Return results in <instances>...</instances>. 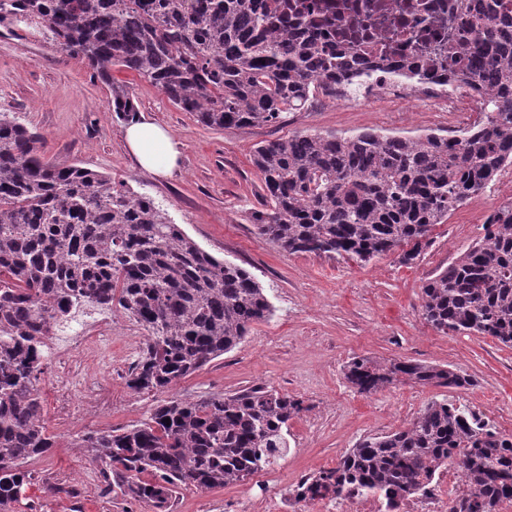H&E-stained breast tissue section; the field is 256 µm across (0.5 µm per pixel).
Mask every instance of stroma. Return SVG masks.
<instances>
[{
  "label": "stroma",
  "mask_w": 512,
  "mask_h": 512,
  "mask_svg": "<svg viewBox=\"0 0 512 512\" xmlns=\"http://www.w3.org/2000/svg\"><path fill=\"white\" fill-rule=\"evenodd\" d=\"M111 84L87 62L31 36L0 34V113L43 137L46 159L78 163L151 196L204 251L248 270L272 306L245 339L173 387L200 400L264 385L301 397L307 409L288 425L286 455L245 481L210 491L179 489L172 512H264L270 485L296 483L334 467L359 439L403 429L428 403L448 400L512 430V346L488 336L444 334L421 312L422 286L484 234L488 206L512 201V166L490 191L458 208L433 230L431 245L412 263L390 253L367 263L309 253L290 254L258 235L253 215L264 210V183L252 162L264 142L300 133L350 135L376 130L418 137L452 131L453 119L416 91L336 98L316 94L308 107L275 125L215 130L175 108L155 85L113 67ZM123 86L136 117L165 126L181 145L168 178L137 166L125 148L126 118L113 112L110 88ZM53 339L40 397L54 446L29 461L30 485L10 512H153L145 503L112 497L90 449L78 437L146 420L158 399L131 390L126 376L146 336L116 310L88 306ZM110 322L111 351L102 356L82 334ZM412 359L472 379L466 388L413 383L359 393L343 375L353 357Z\"/></svg>",
  "instance_id": "35a3bbf8"
}]
</instances>
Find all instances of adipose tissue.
<instances>
[{"label": "adipose tissue", "mask_w": 512, "mask_h": 512, "mask_svg": "<svg viewBox=\"0 0 512 512\" xmlns=\"http://www.w3.org/2000/svg\"><path fill=\"white\" fill-rule=\"evenodd\" d=\"M124 140L141 168L166 174L175 167L179 155L178 143L167 128L135 120L126 125Z\"/></svg>", "instance_id": "1"}]
</instances>
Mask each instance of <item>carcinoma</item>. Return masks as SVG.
Segmentation results:
<instances>
[{
  "label": "carcinoma",
  "mask_w": 512,
  "mask_h": 512,
  "mask_svg": "<svg viewBox=\"0 0 512 512\" xmlns=\"http://www.w3.org/2000/svg\"><path fill=\"white\" fill-rule=\"evenodd\" d=\"M288 5L267 0H0V23L23 25L81 56L110 85L112 111H135L112 85L123 66L183 112L224 129L274 124L314 91L357 94L376 66L351 50L323 53L306 30L288 34ZM471 41L452 48L448 86H487L478 118L453 136L362 131L299 134L256 148L266 190L256 229L280 250L368 262L403 250L407 264L430 233L512 165V16L494 0L468 13ZM426 75L406 62L393 79ZM485 235L422 288L425 320L452 334L512 346V202L485 220ZM117 305L146 332L131 369L137 393H163L230 352L272 312L241 266L201 249L153 198L77 164L45 159L42 137L0 114V512L32 480L24 464L54 442L46 433L40 375L56 326L82 307ZM344 377L361 394L401 383L465 388L471 379L409 359L354 357ZM304 400L253 388L224 397L160 401L131 428L85 435L115 497L169 512L183 487L244 481L288 450V423ZM170 422H165V419ZM512 441L484 417L446 400L405 428L358 440L291 492L323 499L403 500L425 493L449 467L466 490L448 512H498L512 501Z\"/></svg>",
  "instance_id": "cac0c4a2"
}]
</instances>
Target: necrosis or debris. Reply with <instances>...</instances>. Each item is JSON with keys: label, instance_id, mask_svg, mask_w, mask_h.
Listing matches in <instances>:
<instances>
[{"label": "necrosis or debris", "instance_id": "obj_1", "mask_svg": "<svg viewBox=\"0 0 512 512\" xmlns=\"http://www.w3.org/2000/svg\"><path fill=\"white\" fill-rule=\"evenodd\" d=\"M288 10L331 20L321 46H350L367 58H382L387 68L377 72L375 83L395 96L409 89L391 79L389 68L448 47L461 20L458 0H289Z\"/></svg>", "mask_w": 512, "mask_h": 512}]
</instances>
